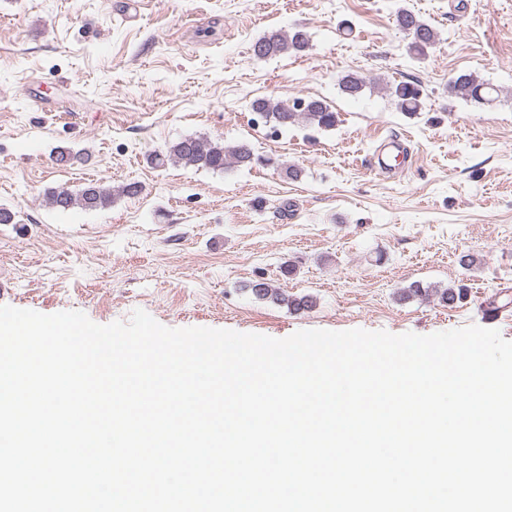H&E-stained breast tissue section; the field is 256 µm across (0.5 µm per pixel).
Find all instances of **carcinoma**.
Here are the masks:
<instances>
[{
  "instance_id": "cac0c4a2",
  "label": "carcinoma",
  "mask_w": 512,
  "mask_h": 512,
  "mask_svg": "<svg viewBox=\"0 0 512 512\" xmlns=\"http://www.w3.org/2000/svg\"><path fill=\"white\" fill-rule=\"evenodd\" d=\"M396 22L410 38L408 49L415 55H423L438 39L436 29L421 15L402 8L397 11ZM309 39L302 29L291 31H272L259 37L253 45L257 58L279 55H299L307 50ZM365 81L356 74H347L341 80L344 94L356 98L361 95ZM389 95L396 101L400 111L414 115L422 108L423 89L420 83L400 81L386 85ZM499 88L472 73H461L448 82V95L466 103H488ZM252 109L265 122L277 128H286L300 120L314 129L328 130L336 126L337 113L322 99H309L304 107L295 103L273 101L259 98L252 102ZM178 162L200 170L222 171L228 164L243 167L271 166L280 167L276 159L257 155L251 146L241 142L226 146L218 140L204 137H185L170 145L167 150L150 157V164L161 168L170 162ZM48 203L57 210H69L81 207L89 210L105 209L112 204V190L98 182L89 183L74 193L66 187H57L49 192ZM254 293L261 298H272L287 303L296 310L307 307L311 300L306 297L288 298L280 295L270 286L261 283L253 287Z\"/></svg>"
}]
</instances>
